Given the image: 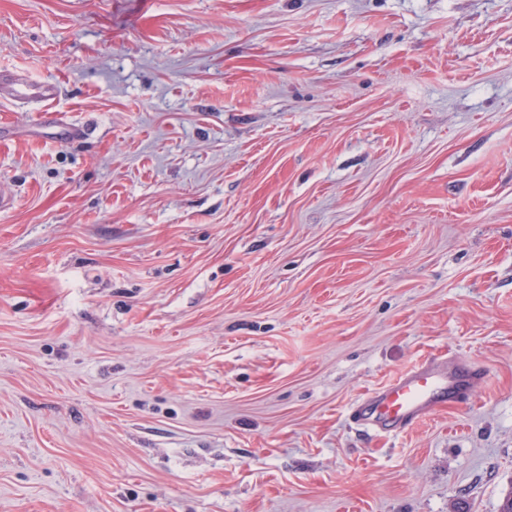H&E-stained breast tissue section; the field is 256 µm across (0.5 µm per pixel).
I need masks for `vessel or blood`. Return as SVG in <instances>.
I'll use <instances>...</instances> for the list:
<instances>
[{"mask_svg": "<svg viewBox=\"0 0 512 512\" xmlns=\"http://www.w3.org/2000/svg\"><path fill=\"white\" fill-rule=\"evenodd\" d=\"M0 93L15 103H48L56 99L58 88L23 71H0ZM484 376L481 367L455 364L443 373L438 360L429 359L364 396L357 407V419L381 433L404 430L437 406L457 401Z\"/></svg>", "mask_w": 512, "mask_h": 512, "instance_id": "vessel-or-blood-1", "label": "vessel or blood"}]
</instances>
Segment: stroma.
<instances>
[{
	"label": "stroma",
	"mask_w": 512,
	"mask_h": 512,
	"mask_svg": "<svg viewBox=\"0 0 512 512\" xmlns=\"http://www.w3.org/2000/svg\"><path fill=\"white\" fill-rule=\"evenodd\" d=\"M0 69V512H500L512 0H0ZM0 90L15 103H48L58 95L56 84L34 80L24 71H0ZM438 361L428 359L364 396L356 411L358 421L381 433L404 430L446 401L456 402L485 377L479 366L451 362L442 374Z\"/></svg>",
	"instance_id": "1"
}]
</instances>
